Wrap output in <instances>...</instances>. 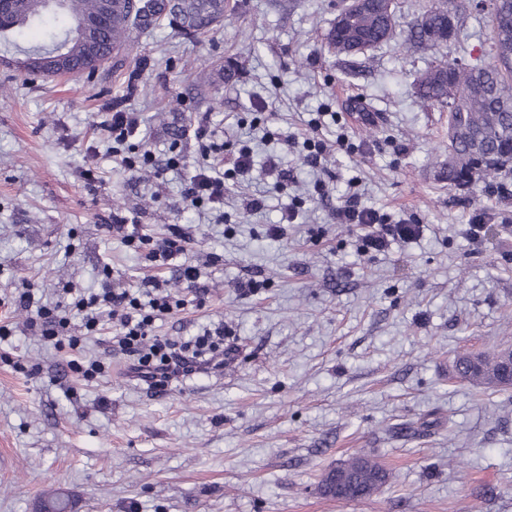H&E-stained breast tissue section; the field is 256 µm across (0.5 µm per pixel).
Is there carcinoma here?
<instances>
[{
	"label": "carcinoma",
	"instance_id": "1",
	"mask_svg": "<svg viewBox=\"0 0 512 512\" xmlns=\"http://www.w3.org/2000/svg\"><path fill=\"white\" fill-rule=\"evenodd\" d=\"M433 0L406 30L397 8L385 0H368L362 10L345 11L324 37L336 56L364 53L396 37L407 50L439 49L458 42L462 18L470 13L490 28L489 65L441 58L415 80L420 102L448 110V162L443 180L457 189L477 183L498 193L512 182V0ZM228 0H169V7L135 9L130 0H11L10 24L0 27V44H15L8 33L46 14L65 18L67 26L49 41L26 51L24 68L45 77L93 74L108 64L121 65L134 50L132 33L163 23L178 33L197 37L228 19ZM501 353L467 355L456 362L458 374L483 389L507 390L498 376ZM354 490L366 497L386 482L376 461L356 456L347 461ZM73 507L69 496L50 491L36 512H63Z\"/></svg>",
	"mask_w": 512,
	"mask_h": 512
}]
</instances>
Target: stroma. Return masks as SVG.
<instances>
[{"label": "stroma", "mask_w": 512, "mask_h": 512, "mask_svg": "<svg viewBox=\"0 0 512 512\" xmlns=\"http://www.w3.org/2000/svg\"><path fill=\"white\" fill-rule=\"evenodd\" d=\"M224 27L189 40L161 25L137 34L126 64L103 79H27L28 29L0 48V512H35L68 492L73 512H512V389L459 379L463 354L512 348V196L452 189L448 115L421 105L414 79L437 58L392 41L334 56L324 35L334 0H230ZM217 77L207 101L201 71ZM138 113L156 168L129 172L105 152L100 123ZM209 114L231 147L249 146L248 179L224 186V221L184 207L195 173L192 129ZM328 148L304 161L309 122ZM278 155V190L262 165ZM97 167L87 183L82 171ZM421 234L382 251L334 223L351 193ZM261 208H250L251 199ZM295 223L280 224L293 203ZM134 213L144 233L192 227L205 305L156 321L158 336L223 324L234 352L222 369L158 392L135 380L109 339L80 354L108 364L98 379L71 371L72 351L26 327L11 299L30 285L43 303L63 286L95 288L103 267L124 286L156 270L101 226ZM487 219L473 238V215ZM281 235H273L274 225ZM262 281L252 293L238 285ZM363 454L388 480L336 500L319 481Z\"/></svg>", "instance_id": "obj_1"}]
</instances>
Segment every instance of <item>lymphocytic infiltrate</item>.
<instances>
[{"label": "lymphocytic infiltrate", "mask_w": 512, "mask_h": 512, "mask_svg": "<svg viewBox=\"0 0 512 512\" xmlns=\"http://www.w3.org/2000/svg\"><path fill=\"white\" fill-rule=\"evenodd\" d=\"M110 153L121 160L129 171H139L152 165L151 153L126 155L128 142L139 132L136 113L115 112L103 125ZM199 164L182 193L184 203L193 208L217 210L224 205V174L217 171L211 158L222 153L224 141L216 136L209 116H200L195 129ZM339 224L366 229L365 249L381 250L389 239L407 238L416 226L405 220L392 221L388 216L365 207L357 196H349L332 213ZM108 234L119 237L126 245L146 250L149 261L160 268H176L187 289L196 290L201 277L200 267L188 257L191 237L179 224L167 227L164 237L141 233L136 217L112 214L105 227ZM19 305L29 309L30 331L57 346L80 349L81 337L69 332L73 318H80L87 333H97L101 319L112 323V342L131 361L130 369L143 381L165 386L189 379L224 364V330L215 328L189 338H162L154 335L156 320L183 308L184 300L173 298L163 281L155 277L142 280L139 287L121 286L113 278L111 268H104L98 288L78 295L74 300L59 301L54 307H38L31 291L19 292Z\"/></svg>", "instance_id": "lymphocytic-infiltrate-1"}]
</instances>
